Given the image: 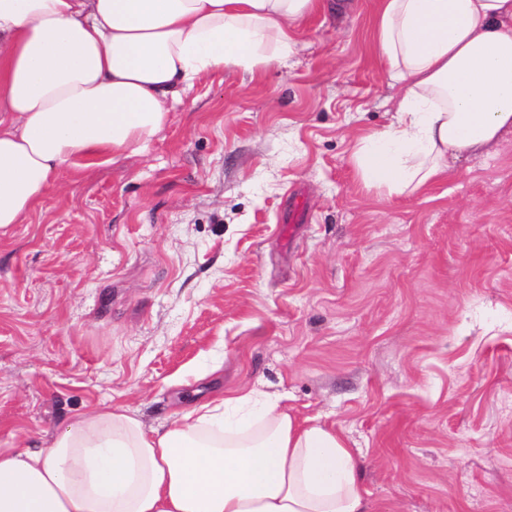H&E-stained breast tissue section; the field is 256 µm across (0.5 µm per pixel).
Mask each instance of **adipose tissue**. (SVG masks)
Returning a JSON list of instances; mask_svg holds the SVG:
<instances>
[{
  "mask_svg": "<svg viewBox=\"0 0 512 512\" xmlns=\"http://www.w3.org/2000/svg\"><path fill=\"white\" fill-rule=\"evenodd\" d=\"M323 0H0V231L66 171L138 153L180 91L284 68ZM372 37L399 89L361 139L362 183L400 196L512 135V0H380ZM193 422L75 416L52 445L0 448V512H373L332 429L277 400L217 396Z\"/></svg>",
  "mask_w": 512,
  "mask_h": 512,
  "instance_id": "obj_1",
  "label": "adipose tissue"
}]
</instances>
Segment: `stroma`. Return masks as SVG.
<instances>
[{
	"instance_id": "obj_1",
	"label": "stroma",
	"mask_w": 512,
	"mask_h": 512,
	"mask_svg": "<svg viewBox=\"0 0 512 512\" xmlns=\"http://www.w3.org/2000/svg\"><path fill=\"white\" fill-rule=\"evenodd\" d=\"M377 8L315 14L285 69L203 75L0 236V448L253 391L342 436L375 512H512V136L366 188L354 153L398 101Z\"/></svg>"
}]
</instances>
